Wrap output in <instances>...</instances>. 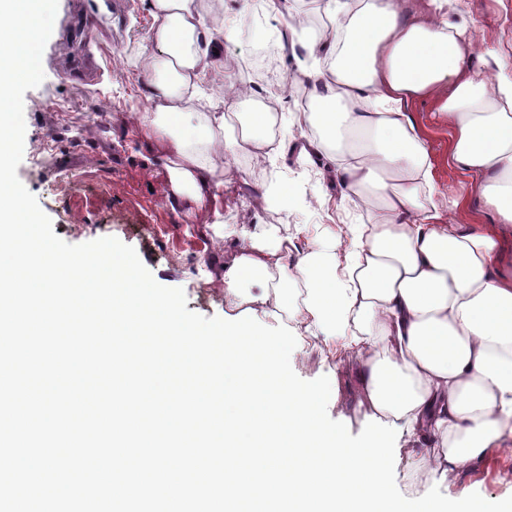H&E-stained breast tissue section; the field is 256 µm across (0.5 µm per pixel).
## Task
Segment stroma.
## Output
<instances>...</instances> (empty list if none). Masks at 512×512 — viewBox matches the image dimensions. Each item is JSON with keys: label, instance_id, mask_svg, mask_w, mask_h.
Here are the masks:
<instances>
[{"label": "stroma", "instance_id": "obj_1", "mask_svg": "<svg viewBox=\"0 0 512 512\" xmlns=\"http://www.w3.org/2000/svg\"><path fill=\"white\" fill-rule=\"evenodd\" d=\"M82 2L58 0L42 56L45 78L24 95L26 133L18 177L65 242L118 238L135 248L158 283L184 290L188 310L208 318L230 315L216 277L232 252L216 248L214 224H268L283 234L296 224L325 221L316 207L283 211L255 204L270 185L294 180L301 170L298 154L290 152L276 165L261 156L249 166L226 167L229 188L220 216L168 200L159 147L129 118L132 111L153 107L143 95L145 60L153 49L147 0H126V15L113 19L107 52L97 58L100 75L79 81L67 75L71 58L63 43ZM467 2L464 20L478 39L471 65L481 68L485 49L512 41V0ZM250 60L247 42L225 46L224 72L204 81L205 97L198 104L202 111L220 107L234 131L240 130L243 113L253 104L229 107L224 86L237 81ZM431 109L429 101L421 100L413 114L427 125L439 179L453 192L461 176L448 165V128L431 123ZM447 484L453 495L476 492L490 500L510 496L512 459L490 456L471 472L448 474Z\"/></svg>", "mask_w": 512, "mask_h": 512}]
</instances>
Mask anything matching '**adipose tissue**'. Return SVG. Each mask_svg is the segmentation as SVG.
<instances>
[{
    "label": "adipose tissue",
    "instance_id": "1",
    "mask_svg": "<svg viewBox=\"0 0 512 512\" xmlns=\"http://www.w3.org/2000/svg\"><path fill=\"white\" fill-rule=\"evenodd\" d=\"M224 30L204 21L202 0H148L155 48L136 113L164 146L175 200L218 204L224 159L287 158L298 138L305 170H328L316 190L324 214L370 205L368 218L237 224L224 297L262 322L281 314L305 344L353 376L359 406L413 439L408 465L427 478L472 471L489 455L512 457V275L499 264V231L512 229V75L472 69L464 0H428L427 18L401 21L408 0H326L329 24L290 33L294 0H237ZM276 16L252 41L254 65L299 44L298 68L318 106L291 116L274 138L266 113L224 133L223 113L191 101L202 77L220 75L240 18ZM420 99L447 125L450 165L471 185L449 194L435 175L429 136L411 116ZM478 194L495 226L452 220Z\"/></svg>",
    "mask_w": 512,
    "mask_h": 512
}]
</instances>
